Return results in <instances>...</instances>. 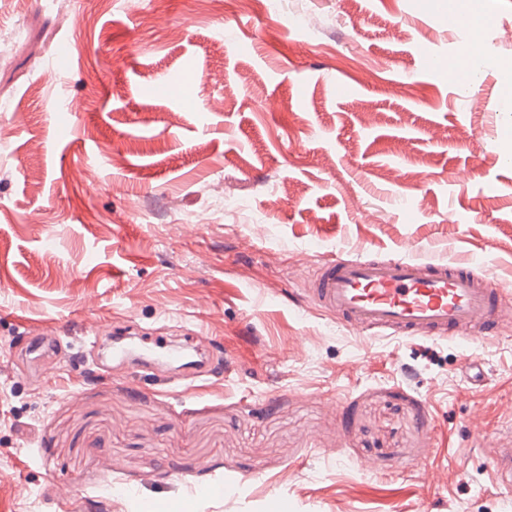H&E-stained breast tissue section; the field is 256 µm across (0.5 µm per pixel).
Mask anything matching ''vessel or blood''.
I'll return each mask as SVG.
<instances>
[{"label":"vessel or blood","mask_w":512,"mask_h":512,"mask_svg":"<svg viewBox=\"0 0 512 512\" xmlns=\"http://www.w3.org/2000/svg\"><path fill=\"white\" fill-rule=\"evenodd\" d=\"M415 244L394 257L368 252L339 256L305 268L311 300L335 316L339 325L360 339L389 334L452 342L492 336L512 323V301L478 274L465 259L421 258ZM113 355L133 356L143 370L159 364L193 369L196 376H213L224 364L220 352L193 358V336L183 343L131 327L113 328ZM19 344L27 368L38 372L41 359L60 352L62 339L52 329L25 328ZM495 483L512 486V448L494 449L491 456Z\"/></svg>","instance_id":"b4317fda"}]
</instances>
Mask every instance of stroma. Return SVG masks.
<instances>
[{
    "label": "stroma",
    "mask_w": 512,
    "mask_h": 512,
    "mask_svg": "<svg viewBox=\"0 0 512 512\" xmlns=\"http://www.w3.org/2000/svg\"><path fill=\"white\" fill-rule=\"evenodd\" d=\"M452 13L490 17L498 99L512 0H0V512L66 491L88 512H512L486 454L512 426V328L363 344L296 277L412 240L512 297V134L422 59L459 53ZM22 321L62 336L49 382L13 362ZM94 322L194 330L227 370L188 394L94 377Z\"/></svg>",
    "instance_id": "obj_1"
}]
</instances>
